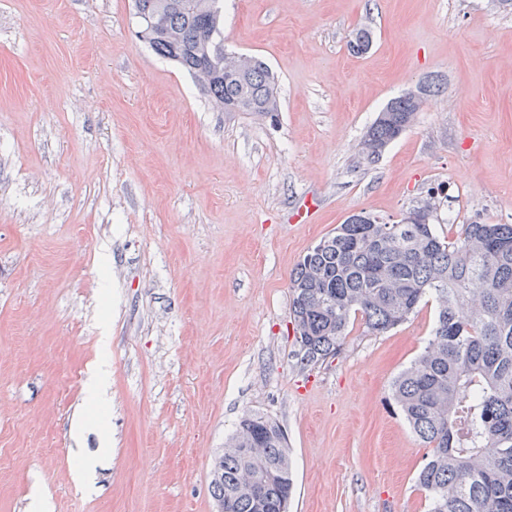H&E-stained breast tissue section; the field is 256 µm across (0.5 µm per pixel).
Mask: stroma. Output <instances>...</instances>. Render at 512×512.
I'll return each instance as SVG.
<instances>
[{"mask_svg": "<svg viewBox=\"0 0 512 512\" xmlns=\"http://www.w3.org/2000/svg\"><path fill=\"white\" fill-rule=\"evenodd\" d=\"M135 22L133 0H0V512H217L213 464L249 412L288 437V512H428L391 383L433 303L384 334L355 320L304 368L290 275L350 214L394 222L430 192L447 237L512 224V10L224 0L226 49L279 77L263 120L213 109ZM433 77L415 124L360 163L378 111ZM102 356L112 398L93 411ZM86 400L90 405H101L107 399V369L105 363H94L84 382Z\"/></svg>", "mask_w": 512, "mask_h": 512, "instance_id": "1", "label": "stroma"}]
</instances>
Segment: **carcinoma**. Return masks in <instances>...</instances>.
Returning a JSON list of instances; mask_svg holds the SVG:
<instances>
[{
	"label": "carcinoma",
	"instance_id": "cac0c4a2",
	"mask_svg": "<svg viewBox=\"0 0 512 512\" xmlns=\"http://www.w3.org/2000/svg\"><path fill=\"white\" fill-rule=\"evenodd\" d=\"M157 25L146 44L191 76L205 71L199 44L213 33L224 52V0H140ZM373 44L367 27L348 42L359 56ZM210 103L226 112L263 117L279 111L277 80L250 57L241 74L203 80ZM391 99L358 144L368 164L417 120L430 98ZM429 196L389 224L362 213V224H340L303 257L290 277V319L303 366L336 355L352 317L386 333L421 302L435 321L420 356L394 380L392 397L417 438L429 448L417 483L429 512H512V224L462 226L454 239L431 224ZM213 498L224 512H282L293 489L287 441L271 418L246 413L224 454Z\"/></svg>",
	"mask_w": 512,
	"mask_h": 512
}]
</instances>
